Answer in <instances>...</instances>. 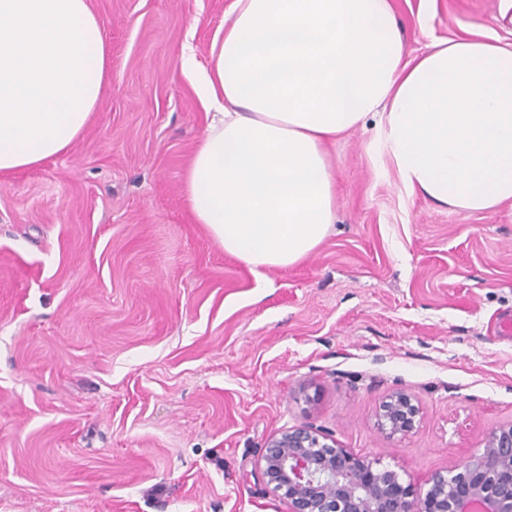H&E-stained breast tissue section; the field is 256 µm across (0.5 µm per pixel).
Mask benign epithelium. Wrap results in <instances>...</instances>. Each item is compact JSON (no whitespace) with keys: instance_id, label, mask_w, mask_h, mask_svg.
I'll list each match as a JSON object with an SVG mask.
<instances>
[{"instance_id":"benign-epithelium-1","label":"benign epithelium","mask_w":512,"mask_h":512,"mask_svg":"<svg viewBox=\"0 0 512 512\" xmlns=\"http://www.w3.org/2000/svg\"><path fill=\"white\" fill-rule=\"evenodd\" d=\"M418 417L413 398L398 392L381 405L378 426L390 438L404 436ZM259 467L288 512H512V425L492 430L482 449L420 487L307 426L271 437Z\"/></svg>"}]
</instances>
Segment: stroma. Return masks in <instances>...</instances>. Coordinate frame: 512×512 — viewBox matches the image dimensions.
<instances>
[{
	"instance_id": "stroma-1",
	"label": "stroma",
	"mask_w": 512,
	"mask_h": 512,
	"mask_svg": "<svg viewBox=\"0 0 512 512\" xmlns=\"http://www.w3.org/2000/svg\"><path fill=\"white\" fill-rule=\"evenodd\" d=\"M233 0H91L110 49L66 153L0 174V512H288L267 440L306 425L428 476L512 424V205L407 192L372 126L329 149L336 222L257 279L196 222L183 178L206 64ZM407 55L512 44L498 0H391ZM415 429L377 425L393 392ZM419 407L413 398L402 392L383 402L378 414V426L389 438L411 432L419 417Z\"/></svg>"
}]
</instances>
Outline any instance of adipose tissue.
Here are the masks:
<instances>
[{"label": "adipose tissue", "instance_id": "ef3b65f1", "mask_svg": "<svg viewBox=\"0 0 512 512\" xmlns=\"http://www.w3.org/2000/svg\"><path fill=\"white\" fill-rule=\"evenodd\" d=\"M207 66L183 48L207 125L185 175L197 223L259 277L336 222L327 147L375 118L410 193L451 210L512 203V48L444 40L410 57L391 0H234ZM109 56L89 0H0V171L66 153Z\"/></svg>", "mask_w": 512, "mask_h": 512}]
</instances>
